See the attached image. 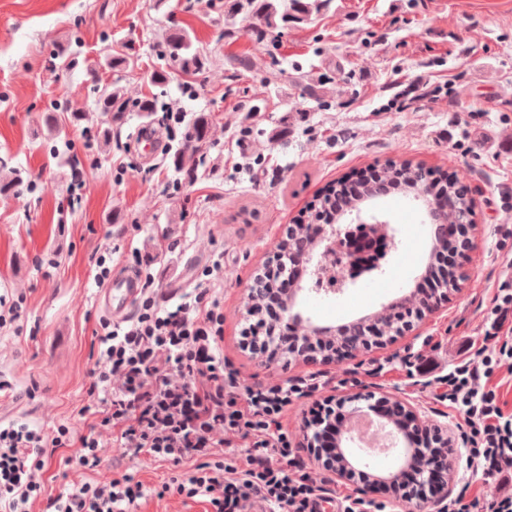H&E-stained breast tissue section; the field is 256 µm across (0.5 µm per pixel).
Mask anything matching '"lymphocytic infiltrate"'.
<instances>
[{"instance_id":"lymphocytic-infiltrate-1","label":"lymphocytic infiltrate","mask_w":512,"mask_h":512,"mask_svg":"<svg viewBox=\"0 0 512 512\" xmlns=\"http://www.w3.org/2000/svg\"><path fill=\"white\" fill-rule=\"evenodd\" d=\"M503 267L481 334L461 341L439 396L468 430L466 471L445 512H512V411L493 387L504 361H512V259ZM154 283L146 274L131 319L98 322L90 400L79 410L92 431L0 421V512H33L42 498L50 512H138L148 496L171 490L212 512H251L258 502L263 512H317L324 502L336 503L337 512H371V503L318 483L283 429L288 407L318 383L241 387L238 369L224 358L220 301L201 291L193 302L172 304L159 299ZM236 437L251 448L240 468L224 461ZM73 446L77 465L90 472L110 446L180 472L157 487L124 473L45 498L48 449Z\"/></svg>"}]
</instances>
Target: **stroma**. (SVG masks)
<instances>
[{"instance_id":"obj_1","label":"stroma","mask_w":512,"mask_h":512,"mask_svg":"<svg viewBox=\"0 0 512 512\" xmlns=\"http://www.w3.org/2000/svg\"><path fill=\"white\" fill-rule=\"evenodd\" d=\"M188 26L208 64L191 90L150 73L165 35ZM224 8L202 0H0V182L22 184L0 195V292L22 296L18 327L0 329V379L12 385L0 419L44 428L87 423L94 330L102 315L92 267L137 271L133 251H150L162 294L193 293L205 282L224 305V355L242 385L273 378L317 377L323 389L289 407L282 424L292 445L304 435L313 401L357 392L394 393L435 420L448 418L432 388L413 382L399 357L435 352L455 363V339L476 336L502 271L497 228L512 226V0H329L315 23L289 25L263 40L222 38ZM134 57L115 71L107 58ZM248 57L250 70L227 60ZM321 80L322 98L292 78ZM450 80V101L400 109L393 101L415 76ZM117 85L132 100L149 97L213 122L196 180L176 172L182 136L144 161L136 145L141 112L108 125L98 86ZM479 119H472V112ZM60 124L49 134L47 114ZM110 128L92 150L83 127ZM410 160L429 171L457 173L474 203L476 227L462 263L469 277L446 307L388 346L342 362L320 358L268 362L242 349L244 298L289 225L341 178L385 160ZM85 181L66 209L72 169ZM56 256L57 266L43 262ZM223 259L224 273L204 272ZM403 280L377 291L361 286L334 302L306 291L302 307L321 325H338L398 301Z\"/></svg>"}]
</instances>
